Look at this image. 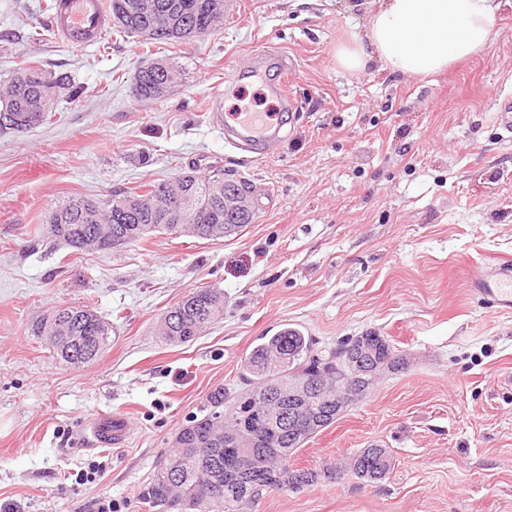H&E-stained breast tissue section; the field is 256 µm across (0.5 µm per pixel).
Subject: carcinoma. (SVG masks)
Returning <instances> with one entry per match:
<instances>
[{"label":"carcinoma","mask_w":512,"mask_h":512,"mask_svg":"<svg viewBox=\"0 0 512 512\" xmlns=\"http://www.w3.org/2000/svg\"><path fill=\"white\" fill-rule=\"evenodd\" d=\"M144 0H108L118 32L154 42L190 41L207 34L224 17V0H152L156 12L148 15ZM165 22L160 33L149 34L154 21ZM182 69L155 59L134 75L136 94L164 100L182 81ZM79 94L64 74L39 66L21 67L0 85V109L17 117L16 133L49 121L58 105ZM244 191L249 181L214 165L201 176L193 168L154 183L141 192L119 189L106 200L70 198L51 209L47 232L77 251L117 252L154 232L196 239H218L253 222L251 211L224 212V189ZM141 201L142 207L120 208V199ZM224 316V292L196 288L161 317L163 338L175 344L193 342ZM28 332L40 339L53 357L79 367L94 362L109 345L112 326L86 306H56L38 315ZM363 338L376 346L375 361L388 370L405 368L387 338L369 332ZM358 337L344 339L329 350H316L310 337L286 326L246 354L241 365L244 387L239 391L215 389L199 413L175 433L172 450L161 457L141 498L160 512H245L269 490L297 491L320 478L338 479L337 465L293 469L292 455L317 433L328 428L350 406L367 394L365 375L350 364ZM297 372L315 383L334 386L331 396L288 397V376ZM243 440L241 448L254 454L247 470L227 465L225 449ZM352 472L375 483L391 470L392 455L372 445L357 452Z\"/></svg>","instance_id":"obj_1"}]
</instances>
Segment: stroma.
<instances>
[{
	"label": "stroma",
	"mask_w": 512,
	"mask_h": 512,
	"mask_svg": "<svg viewBox=\"0 0 512 512\" xmlns=\"http://www.w3.org/2000/svg\"><path fill=\"white\" fill-rule=\"evenodd\" d=\"M224 22L195 41L107 32L64 46L43 24L50 0H0V81L32 64L68 73L79 95L51 121L0 134V512H153L140 497L174 432L215 388H241L240 359L284 324L316 349L375 331L409 354L291 459L317 468L378 444L394 466L263 495L252 512H512V314L468 290L474 265L512 259V139L494 123L512 98V0L478 56L425 79L373 65L337 68L378 0H224ZM286 56L298 109L284 140L245 164L210 121L275 112L278 71L247 75L254 52ZM175 61L182 82L139 98L134 74ZM254 186L252 224L199 240L152 233L117 253L70 249L45 217L75 196L143 190L210 165ZM221 289L224 317L186 345L158 333L164 311ZM88 305L112 326L95 362L56 361L30 336L56 306ZM121 413L125 447L97 448L90 421ZM99 462L94 481L68 472Z\"/></svg>",
	"instance_id": "obj_1"
}]
</instances>
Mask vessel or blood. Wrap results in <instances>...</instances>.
Wrapping results in <instances>:
<instances>
[{"instance_id":"b4317fda","label":"vessel or blood","mask_w":512,"mask_h":512,"mask_svg":"<svg viewBox=\"0 0 512 512\" xmlns=\"http://www.w3.org/2000/svg\"><path fill=\"white\" fill-rule=\"evenodd\" d=\"M46 24L66 46L95 44L111 26L104 0H55ZM233 125L224 129V142L243 159L263 158L280 138V130L266 115L237 112ZM470 292L484 307L496 313H512V262L488 260L475 265L469 280ZM133 429L128 418L115 415L92 422L93 445H123Z\"/></svg>"}]
</instances>
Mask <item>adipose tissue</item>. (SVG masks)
Returning <instances> with one entry per match:
<instances>
[{
  "instance_id": "obj_1",
  "label": "adipose tissue",
  "mask_w": 512,
  "mask_h": 512,
  "mask_svg": "<svg viewBox=\"0 0 512 512\" xmlns=\"http://www.w3.org/2000/svg\"><path fill=\"white\" fill-rule=\"evenodd\" d=\"M499 0H380L366 38L351 34L336 46L346 71L379 62L391 72L427 78L488 45Z\"/></svg>"
}]
</instances>
